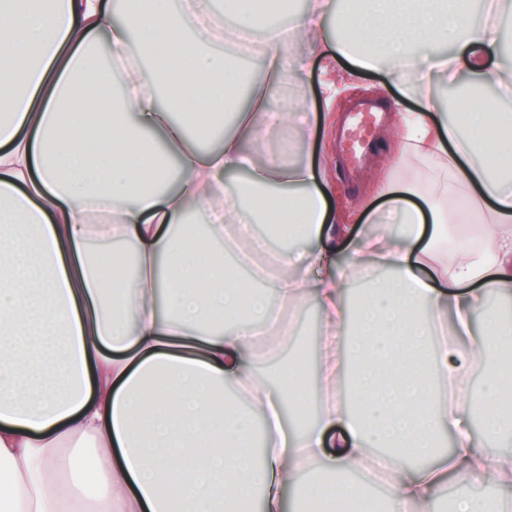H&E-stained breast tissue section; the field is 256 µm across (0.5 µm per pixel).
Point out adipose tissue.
I'll return each instance as SVG.
<instances>
[{
	"mask_svg": "<svg viewBox=\"0 0 512 512\" xmlns=\"http://www.w3.org/2000/svg\"><path fill=\"white\" fill-rule=\"evenodd\" d=\"M212 3L123 0L118 22L113 0H0V512H309L314 497H363L351 477L379 448L390 512H489L486 497L438 492L452 473L512 486L496 373L468 383L512 352L511 317L474 322L512 302V113L465 96L449 119L432 77L511 88L501 29L471 24L468 0H343L366 49L353 56L329 40L322 0L286 26L271 21L279 0H229L244 31L269 21L266 77L246 92L213 49ZM448 39L454 54L436 58ZM301 46L360 69L401 60L388 78L421 109L403 114L398 151L434 176L426 206L387 181V211L356 233L311 161L255 160L247 142L289 120L268 90ZM487 124L494 139L475 134ZM460 191L476 240L452 262L442 201ZM286 219L315 247L256 241L254 225ZM115 242L133 248L134 276L94 249ZM226 245L248 277H224ZM371 264L388 279L357 290ZM310 301L316 366L291 390L254 366L273 356L266 328L294 333Z\"/></svg>",
	"mask_w": 512,
	"mask_h": 512,
	"instance_id": "1",
	"label": "adipose tissue"
}]
</instances>
